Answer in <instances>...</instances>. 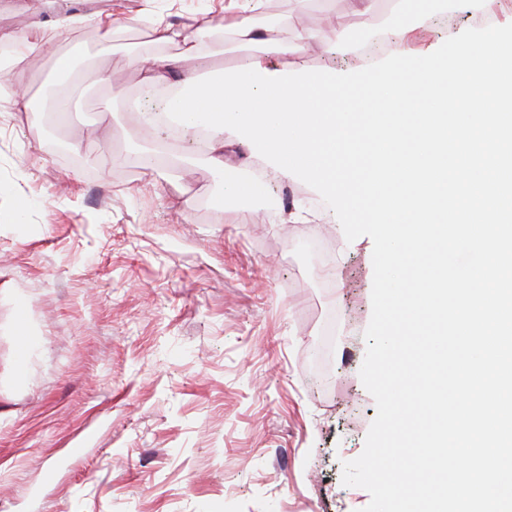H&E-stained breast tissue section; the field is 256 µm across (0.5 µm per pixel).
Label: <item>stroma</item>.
Listing matches in <instances>:
<instances>
[{
	"label": "stroma",
	"mask_w": 512,
	"mask_h": 512,
	"mask_svg": "<svg viewBox=\"0 0 512 512\" xmlns=\"http://www.w3.org/2000/svg\"><path fill=\"white\" fill-rule=\"evenodd\" d=\"M225 0H0V29H37L39 62L11 82L34 109L0 112V512H362L342 483L376 417L359 371L372 313L373 242L347 241L334 212L296 177L226 201L194 159L143 168L144 81L135 61L179 57L156 43L161 16L185 36L207 19L213 41L182 70L221 71L249 54L224 41ZM112 14L110 41L75 40L60 11ZM295 28L320 21L343 44H310L306 70L364 63L347 38L388 33L383 5L264 0ZM413 48L426 54L474 27L468 0H421ZM72 59L61 75L59 58ZM68 79L67 114L54 87ZM315 207L292 224L295 205ZM27 300L25 321L15 308ZM33 346L16 361L20 337ZM85 444L82 457L69 451ZM57 467L53 484L42 482Z\"/></svg>",
	"instance_id": "obj_1"
}]
</instances>
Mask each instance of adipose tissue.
<instances>
[{"label":"adipose tissue","instance_id":"1","mask_svg":"<svg viewBox=\"0 0 512 512\" xmlns=\"http://www.w3.org/2000/svg\"><path fill=\"white\" fill-rule=\"evenodd\" d=\"M262 0H249V7L238 15H225L224 29L236 35L240 43L255 46L256 51L248 55V62L260 63L266 70H274L278 59L300 56L312 42L324 45L328 50H336L340 36L334 28L313 26L294 32L292 37L277 40L267 39L266 30L255 22V13Z\"/></svg>","mask_w":512,"mask_h":512}]
</instances>
